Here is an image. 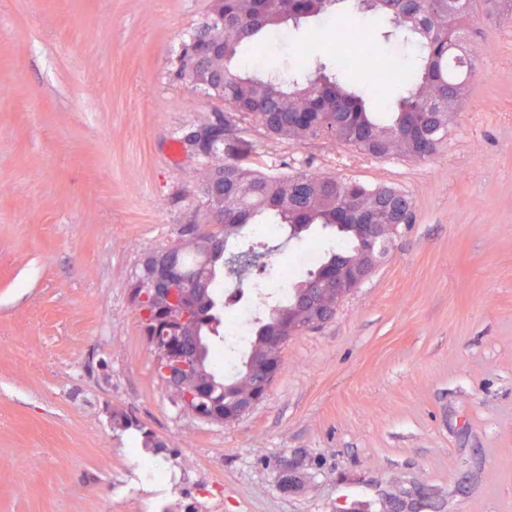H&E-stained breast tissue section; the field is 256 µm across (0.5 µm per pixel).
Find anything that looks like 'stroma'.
I'll return each mask as SVG.
<instances>
[{
  "label": "stroma",
  "mask_w": 512,
  "mask_h": 512,
  "mask_svg": "<svg viewBox=\"0 0 512 512\" xmlns=\"http://www.w3.org/2000/svg\"><path fill=\"white\" fill-rule=\"evenodd\" d=\"M212 0H0V512H512V11L472 0L475 58L448 140L413 163L254 123L225 157L325 172L412 200L376 272L288 342L266 399L222 425L184 412L153 371L130 303L143 255L202 221L185 134L223 111L176 74ZM380 69L406 73L389 19L339 0ZM324 21L284 25L233 65L335 67ZM283 245L261 289L284 296ZM142 431H116L112 410ZM158 440L142 445V432Z\"/></svg>",
  "instance_id": "stroma-1"
}]
</instances>
